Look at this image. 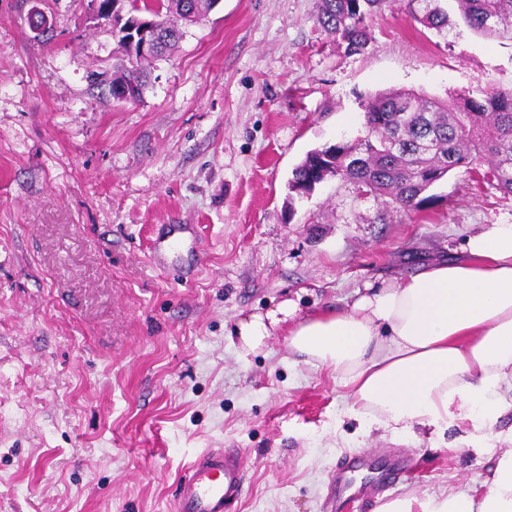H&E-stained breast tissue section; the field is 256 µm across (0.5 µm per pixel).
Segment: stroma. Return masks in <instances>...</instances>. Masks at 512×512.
Segmentation results:
<instances>
[{
	"instance_id": "stroma-1",
	"label": "stroma",
	"mask_w": 512,
	"mask_h": 512,
	"mask_svg": "<svg viewBox=\"0 0 512 512\" xmlns=\"http://www.w3.org/2000/svg\"><path fill=\"white\" fill-rule=\"evenodd\" d=\"M32 5L0 0V512H173L209 448L244 454L231 512H376L483 473L470 425L365 428L285 336L244 354L227 334L285 300L344 309L512 224V197L461 169L420 216L337 178L288 189L310 150L364 135L371 94L512 88V44L469 30L455 0L445 37L389 0L353 55L319 0H220L133 104L88 84L115 47L89 0H40L43 35ZM171 224L200 253L153 258ZM401 462L413 479L387 481Z\"/></svg>"
}]
</instances>
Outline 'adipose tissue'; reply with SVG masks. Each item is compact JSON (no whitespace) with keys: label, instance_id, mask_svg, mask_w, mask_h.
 <instances>
[{"label":"adipose tissue","instance_id":"obj_1","mask_svg":"<svg viewBox=\"0 0 512 512\" xmlns=\"http://www.w3.org/2000/svg\"><path fill=\"white\" fill-rule=\"evenodd\" d=\"M280 329L303 363L336 373L353 413L392 435L479 429L478 488L390 499L377 512H512V448H496L492 432L512 409V224L470 234L458 260L365 285L346 309L300 318L284 301L242 318L230 340L249 353Z\"/></svg>","mask_w":512,"mask_h":512}]
</instances>
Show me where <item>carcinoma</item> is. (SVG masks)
I'll return each instance as SVG.
<instances>
[{"instance_id": "obj_1", "label": "carcinoma", "mask_w": 512, "mask_h": 512, "mask_svg": "<svg viewBox=\"0 0 512 512\" xmlns=\"http://www.w3.org/2000/svg\"><path fill=\"white\" fill-rule=\"evenodd\" d=\"M440 2L409 0L411 15L420 24L442 34L452 26ZM461 19L473 31L512 42V0H458ZM111 34L117 50L112 79L91 74V83L112 82L133 89L130 102L142 100L146 88L145 58L125 46L127 31L141 28L142 14L158 20L148 32L156 36L159 58L177 48L184 32L181 22L198 21L215 0H112ZM385 0H320L318 24L336 35L349 54L362 52L370 39L368 20ZM366 135L354 143L339 142L309 152L293 169L289 189L308 195L313 185L331 177L347 181L358 196L388 198L406 214L427 210L437 200L430 190L450 172L465 168L505 194H512V89H494L480 97L441 101L411 91H383L364 104ZM488 164L485 172L477 165Z\"/></svg>"}]
</instances>
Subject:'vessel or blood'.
<instances>
[{
	"label": "vessel or blood",
	"instance_id": "b4317fda",
	"mask_svg": "<svg viewBox=\"0 0 512 512\" xmlns=\"http://www.w3.org/2000/svg\"><path fill=\"white\" fill-rule=\"evenodd\" d=\"M244 480L236 449L208 450L189 465L178 489L175 512H224L237 500Z\"/></svg>",
	"mask_w": 512,
	"mask_h": 512
}]
</instances>
